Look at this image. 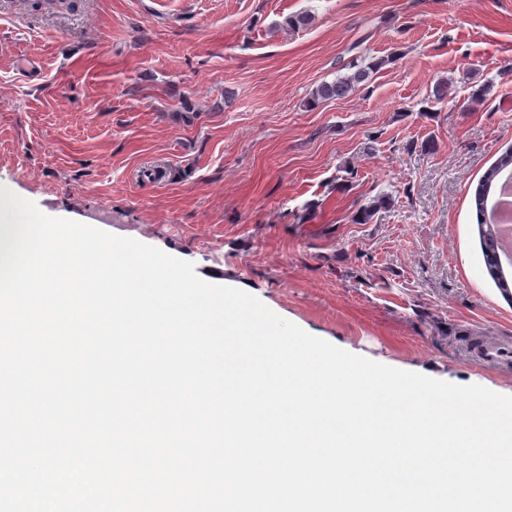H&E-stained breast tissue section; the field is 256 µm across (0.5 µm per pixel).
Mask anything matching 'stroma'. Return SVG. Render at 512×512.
Returning <instances> with one entry per match:
<instances>
[{
	"instance_id": "1",
	"label": "stroma",
	"mask_w": 512,
	"mask_h": 512,
	"mask_svg": "<svg viewBox=\"0 0 512 512\" xmlns=\"http://www.w3.org/2000/svg\"><path fill=\"white\" fill-rule=\"evenodd\" d=\"M300 12L312 24L284 29ZM360 52L396 59L308 107ZM511 67L512 0H0V185L350 353L512 395L466 346L512 342L474 206L512 146ZM391 203L392 197L389 194H379L370 199L366 204L359 206L352 216V221L356 224L371 223L376 213L388 208Z\"/></svg>"
}]
</instances>
